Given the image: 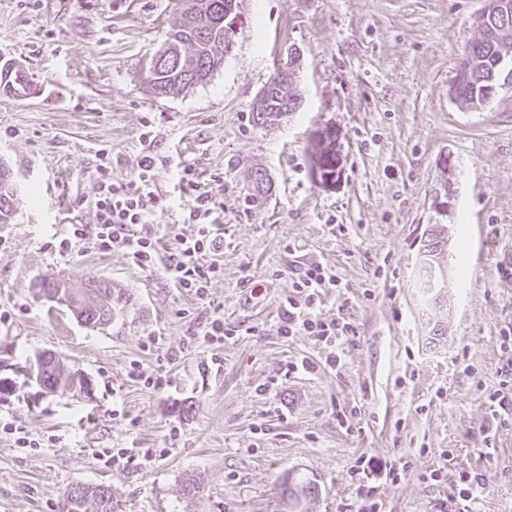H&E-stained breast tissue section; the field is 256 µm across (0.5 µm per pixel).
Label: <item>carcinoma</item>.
<instances>
[{
  "instance_id": "obj_1",
  "label": "carcinoma",
  "mask_w": 512,
  "mask_h": 512,
  "mask_svg": "<svg viewBox=\"0 0 512 512\" xmlns=\"http://www.w3.org/2000/svg\"><path fill=\"white\" fill-rule=\"evenodd\" d=\"M181 20L164 46L156 50L171 53L161 65L147 71L145 83L159 97L170 96L188 88L206 83L224 64V5L230 0H177ZM512 54V41L500 39L495 22H486V29L459 60L457 68L465 76L453 81L451 94L460 104L479 109L487 103L488 90L512 77V68L506 69L500 59ZM0 90L16 95H28L33 91L32 80L22 65L12 72L6 81L0 70ZM14 214V194L7 177V166L0 162V224H9ZM442 230L433 225L426 240L428 252L439 257L445 252ZM59 297L49 303V309L67 311L79 323L98 328L112 322L117 308L123 302L121 290L112 283L96 276L87 277L76 288H39L36 296L47 293ZM83 497L73 498L68 489L65 503L69 512H115L112 492L106 485H82ZM319 495L318 486L308 478L286 476L282 482V496L288 507L297 509L302 501Z\"/></svg>"
}]
</instances>
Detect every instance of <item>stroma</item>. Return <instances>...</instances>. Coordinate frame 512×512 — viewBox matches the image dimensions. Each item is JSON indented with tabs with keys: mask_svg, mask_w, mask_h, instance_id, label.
<instances>
[{
	"mask_svg": "<svg viewBox=\"0 0 512 512\" xmlns=\"http://www.w3.org/2000/svg\"><path fill=\"white\" fill-rule=\"evenodd\" d=\"M484 0H237L234 51L210 80L158 97L146 59L180 15L176 0H0V56L35 91L0 92V161L18 187L0 224V424L38 440L21 448L0 433V512H63L75 484H104L117 512H288L287 474L310 478L304 512H358L360 455L398 468L379 481L384 512H447L459 473L487 487L469 512H512V403L488 399L512 349V87L482 108L450 95L456 65L479 31ZM292 64L301 99L272 127L253 107L277 67ZM152 141H143L144 124ZM339 134L336 186L311 175L310 146ZM113 175L142 155L167 160L156 186L167 209L156 228L174 253L192 192L223 178L224 269L207 301L175 288L163 266L138 267L123 249L60 251L69 225L96 222L100 151ZM269 188L254 195L251 175ZM447 195L448 209L435 206ZM445 229L448 307L420 313L412 286L429 225ZM323 264L337 284L324 317L353 323L343 366L331 369L310 337L277 333L280 302L303 268ZM128 302L104 329L48 311L33 284L88 275ZM235 336L190 342L191 322L213 310ZM447 333L430 344L429 331ZM161 344L147 350L148 335ZM54 353L92 379L91 394L50 393L23 368ZM308 359L312 372L286 374ZM167 379L154 390L128 376L132 361ZM490 455H483L485 446ZM149 448L123 467L103 453ZM441 470V481L428 480ZM196 481L200 492L187 494Z\"/></svg>",
	"mask_w": 512,
	"mask_h": 512,
	"instance_id": "35a3bbf8",
	"label": "stroma"
}]
</instances>
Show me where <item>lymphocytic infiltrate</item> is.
<instances>
[{
  "mask_svg": "<svg viewBox=\"0 0 512 512\" xmlns=\"http://www.w3.org/2000/svg\"><path fill=\"white\" fill-rule=\"evenodd\" d=\"M163 160L144 156L137 164L132 178L114 179L112 160L101 154L96 168L97 192L94 201L96 224H75L62 247L88 244L102 253L120 247L141 267L151 268L159 263L158 237L154 218L165 208L154 177ZM216 203L209 192H198L196 204L190 211L189 232L179 240L176 254L164 263L165 274L175 287L206 300L213 279L223 271L224 238L212 219ZM336 275L331 269L314 264L304 269L294 284V293L282 301L280 335L311 337L327 350L325 362L335 367L340 363L335 350L344 337L353 335L352 323L342 318H325L320 312L324 289L335 287ZM359 485V512H382L383 504L376 496V483L381 478L397 479L393 464L368 456L358 457L352 467Z\"/></svg>",
  "mask_w": 512,
  "mask_h": 512,
  "instance_id": "1",
  "label": "lymphocytic infiltrate"
}]
</instances>
